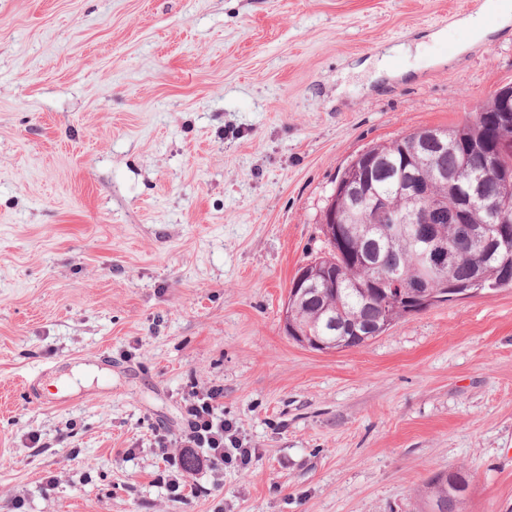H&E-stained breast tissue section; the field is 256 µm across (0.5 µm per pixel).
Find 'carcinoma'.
I'll use <instances>...</instances> for the list:
<instances>
[{"label": "carcinoma", "instance_id": "obj_1", "mask_svg": "<svg viewBox=\"0 0 512 512\" xmlns=\"http://www.w3.org/2000/svg\"><path fill=\"white\" fill-rule=\"evenodd\" d=\"M509 142L512 143V123L501 119L496 112H488L473 123L449 127L448 150L421 157L419 174L428 178L433 172L444 169L448 171V179L456 177L460 183L471 177H483L498 198L499 206L512 211V190L503 192L498 189L485 166L486 154L477 152L475 148L478 143L490 149ZM372 150L385 152L392 169L404 163L403 150L393 141L376 145ZM374 187L392 205L401 209L406 206L397 192L393 176L387 175L375 181ZM360 222L358 214H353L343 233L342 245L328 243V254L318 258L327 275L325 282L289 305L297 331L319 336L334 348L342 345L361 347L372 340L367 335L369 329L385 324L387 305L384 300L363 296L372 278L387 273L390 267L398 270V278L403 284L419 275L412 242H391L382 228L372 232V237L380 245L379 266L365 264L362 261L363 243L357 236ZM435 232L453 254L452 263L440 273L448 287L470 288L475 280L481 281V287L488 289L512 287V240L508 247L502 246L492 255L483 244L470 240L461 224H438ZM349 323L360 331V335L346 331ZM465 486L466 479L459 472L455 473L453 484L435 475L427 483V505L434 512H459Z\"/></svg>", "mask_w": 512, "mask_h": 512}]
</instances>
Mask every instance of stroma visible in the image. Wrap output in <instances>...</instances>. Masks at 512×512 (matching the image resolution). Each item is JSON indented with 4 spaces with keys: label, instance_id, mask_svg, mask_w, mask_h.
I'll return each instance as SVG.
<instances>
[{
    "label": "stroma",
    "instance_id": "1",
    "mask_svg": "<svg viewBox=\"0 0 512 512\" xmlns=\"http://www.w3.org/2000/svg\"><path fill=\"white\" fill-rule=\"evenodd\" d=\"M480 9L0 0V512H426L448 470L512 512V288L335 353L282 323L348 163L512 84ZM213 385L255 455L173 499L154 435Z\"/></svg>",
    "mask_w": 512,
    "mask_h": 512
}]
</instances>
